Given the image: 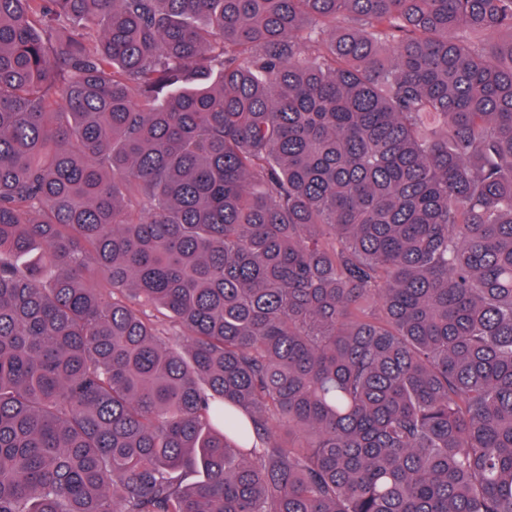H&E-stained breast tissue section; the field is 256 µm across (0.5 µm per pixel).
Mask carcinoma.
<instances>
[{
  "label": "carcinoma",
  "mask_w": 512,
  "mask_h": 512,
  "mask_svg": "<svg viewBox=\"0 0 512 512\" xmlns=\"http://www.w3.org/2000/svg\"><path fill=\"white\" fill-rule=\"evenodd\" d=\"M0 512H512V0H0Z\"/></svg>",
  "instance_id": "cac0c4a2"
}]
</instances>
